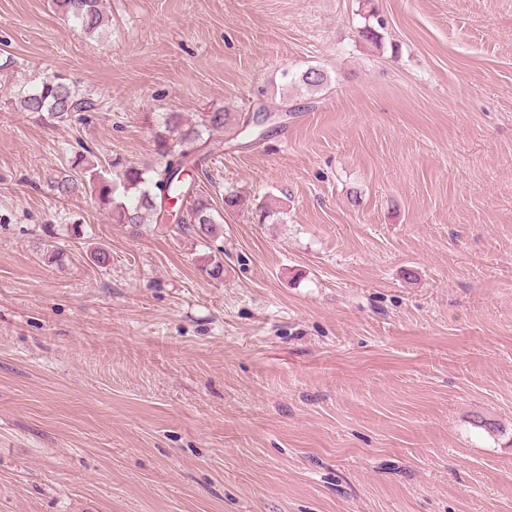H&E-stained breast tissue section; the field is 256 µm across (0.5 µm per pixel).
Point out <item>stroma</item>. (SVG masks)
<instances>
[{
	"instance_id": "obj_1",
	"label": "stroma",
	"mask_w": 512,
	"mask_h": 512,
	"mask_svg": "<svg viewBox=\"0 0 512 512\" xmlns=\"http://www.w3.org/2000/svg\"><path fill=\"white\" fill-rule=\"evenodd\" d=\"M104 3L0 0V512H512V0ZM52 72L84 121L17 110ZM217 109L273 115L207 141L219 237L46 181ZM59 12L85 34L94 35L104 23L102 0H54Z\"/></svg>"
}]
</instances>
